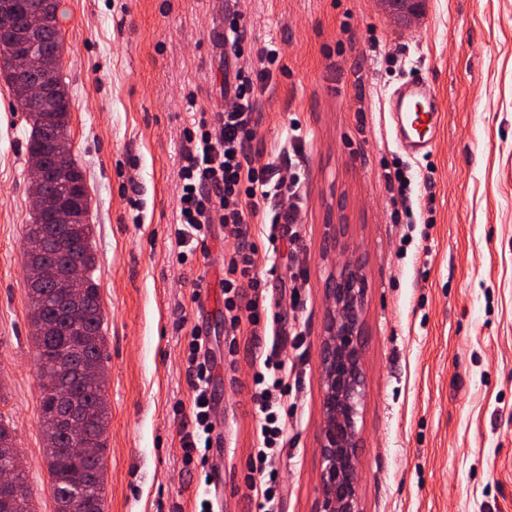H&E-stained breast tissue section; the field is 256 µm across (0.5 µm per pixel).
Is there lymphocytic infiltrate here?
Here are the masks:
<instances>
[{"mask_svg": "<svg viewBox=\"0 0 512 512\" xmlns=\"http://www.w3.org/2000/svg\"><path fill=\"white\" fill-rule=\"evenodd\" d=\"M242 17L232 12L224 18L225 62L235 63L233 73L224 77L223 111L210 114L199 111L191 128L185 131L182 164L178 170L179 194L177 221L174 226L176 259L186 263L197 249L205 247L211 225L219 224L236 246L224 265V312L231 327L247 326L251 336L260 327L274 321L270 305L260 304L261 280L256 272L258 251L249 236L250 225L267 228L265 253L277 273L275 261L280 251L297 257L302 249L298 234L280 240L273 226L295 224L302 207L299 173L283 176L280 161L287 150H299V138H291L288 146L275 149L269 158L253 151L252 142L262 121L259 100L269 86L272 69L287 71L279 50H266L260 68H239L243 55ZM384 178L396 190L393 220L430 225L426 211H413L408 204L410 183L400 160H392ZM208 340L199 331L187 338L186 354L192 378V426L181 437L186 462H207L211 449L213 423L210 385L215 362L207 347ZM252 402L257 421L256 448L250 470L258 479L256 492L259 512H279L281 505L280 476L268 469L267 462L279 448L283 436L280 422L289 412L285 399V363L265 351H255Z\"/></svg>", "mask_w": 512, "mask_h": 512, "instance_id": "lymphocytic-infiltrate-1", "label": "lymphocytic infiltrate"}]
</instances>
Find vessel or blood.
<instances>
[{
	"mask_svg": "<svg viewBox=\"0 0 512 512\" xmlns=\"http://www.w3.org/2000/svg\"><path fill=\"white\" fill-rule=\"evenodd\" d=\"M390 128L401 152L416 159L430 154L444 123L432 83L411 75L387 98Z\"/></svg>",
	"mask_w": 512,
	"mask_h": 512,
	"instance_id": "vessel-or-blood-1",
	"label": "vessel or blood"
}]
</instances>
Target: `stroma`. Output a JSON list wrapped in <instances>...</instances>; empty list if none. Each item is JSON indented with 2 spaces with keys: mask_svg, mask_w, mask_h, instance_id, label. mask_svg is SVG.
<instances>
[{
  "mask_svg": "<svg viewBox=\"0 0 512 512\" xmlns=\"http://www.w3.org/2000/svg\"><path fill=\"white\" fill-rule=\"evenodd\" d=\"M244 15L243 68L277 47L287 73L262 97L258 151L304 140V250L292 303L287 254L268 278L278 302L266 350L292 367L295 408L272 459L281 512H316L322 426L319 344L336 263L362 259L367 298L363 512H512V0H425L396 25L378 0H60L72 154L89 195L104 315L110 409L104 512H197L214 470L223 512H255L245 476L256 438L252 345L232 335L220 279L233 250L212 225L179 264L171 243L186 96L224 109V14ZM431 77L447 119L434 152L408 160L432 199L429 231L394 223L382 160L398 156L386 100L404 77ZM30 125L0 76V414L26 464L32 512H54L44 459L24 239L32 215ZM347 234L327 244L330 225ZM207 333L219 459L186 463L191 425L184 343ZM302 333L301 349L291 348Z\"/></svg>",
  "mask_w": 512,
  "mask_h": 512,
  "instance_id": "1",
  "label": "stroma"
}]
</instances>
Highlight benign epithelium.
Segmentation results:
<instances>
[{
    "instance_id": "7a95c632",
    "label": "benign epithelium",
    "mask_w": 512,
    "mask_h": 512,
    "mask_svg": "<svg viewBox=\"0 0 512 512\" xmlns=\"http://www.w3.org/2000/svg\"><path fill=\"white\" fill-rule=\"evenodd\" d=\"M14 69L15 91L21 101L40 100L53 84L47 58L34 46L14 53ZM366 292L359 260L338 267L326 288L329 306L319 348L323 422L316 512H362L358 484L362 438L357 417L367 385Z\"/></svg>"
}]
</instances>
